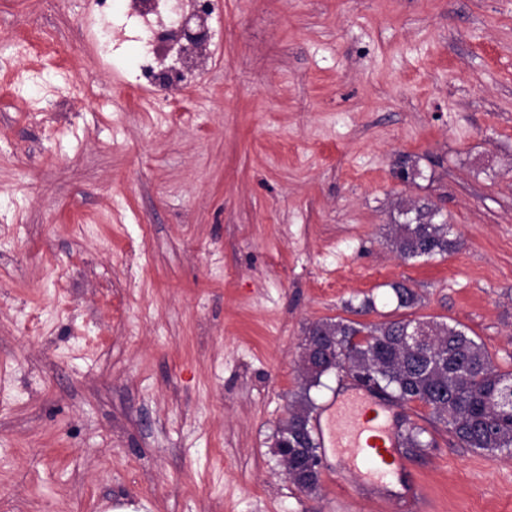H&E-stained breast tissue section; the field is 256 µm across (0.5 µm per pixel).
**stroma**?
I'll list each match as a JSON object with an SVG mask.
<instances>
[{
	"label": "stroma",
	"mask_w": 512,
	"mask_h": 512,
	"mask_svg": "<svg viewBox=\"0 0 512 512\" xmlns=\"http://www.w3.org/2000/svg\"><path fill=\"white\" fill-rule=\"evenodd\" d=\"M222 2L168 103L121 81L135 41L101 64L92 0H0V512H512V456L420 405L389 406L434 441L411 506L272 448L307 328L368 301L512 371V0ZM410 199L457 251L398 256Z\"/></svg>",
	"instance_id": "obj_1"
}]
</instances>
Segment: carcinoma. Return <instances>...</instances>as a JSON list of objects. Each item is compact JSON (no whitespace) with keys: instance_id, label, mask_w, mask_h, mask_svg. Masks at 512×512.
I'll list each match as a JSON object with an SVG mask.
<instances>
[{"instance_id":"obj_1","label":"carcinoma","mask_w":512,"mask_h":512,"mask_svg":"<svg viewBox=\"0 0 512 512\" xmlns=\"http://www.w3.org/2000/svg\"><path fill=\"white\" fill-rule=\"evenodd\" d=\"M392 226L391 245L404 261L443 256L456 246L448 238L441 210L429 202L400 204ZM392 289L398 306L416 304L417 295L406 284L396 283ZM415 325L412 320L364 324L344 318L313 323L306 339L314 345L328 344L330 352L303 368L301 391L290 407L299 414L312 413L311 390L322 386L326 375L353 367L363 381L383 387L388 400L423 404L461 447L512 455V372L498 371L485 346L457 324L429 321L432 342L405 350L401 337ZM426 433L425 428L408 424L399 433L405 453L429 447L432 441L426 440ZM288 436L294 444L288 449V475L298 489L317 491L320 474L304 465L320 448L311 418L289 421Z\"/></svg>"}]
</instances>
